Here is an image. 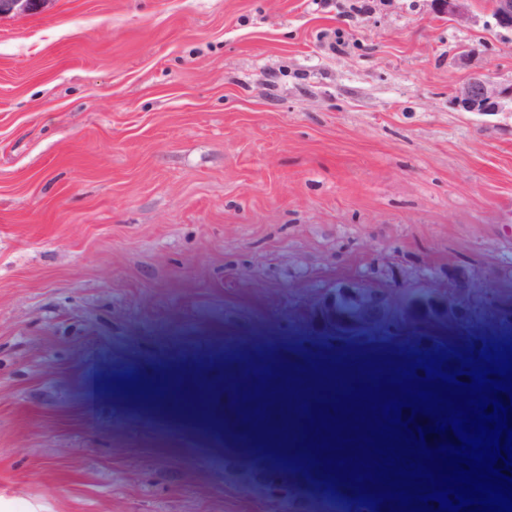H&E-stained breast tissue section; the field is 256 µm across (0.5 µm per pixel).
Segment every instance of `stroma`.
Instances as JSON below:
<instances>
[{
  "label": "stroma",
  "instance_id": "1",
  "mask_svg": "<svg viewBox=\"0 0 512 512\" xmlns=\"http://www.w3.org/2000/svg\"><path fill=\"white\" fill-rule=\"evenodd\" d=\"M52 0L0 18V495L14 512H336L249 443L217 384L395 348L488 350L468 321L326 328L335 288L512 285V81L488 0ZM132 367L136 381L112 372ZM191 376L222 440L143 394ZM453 100L465 112H499L507 103L512 109V84L504 85L484 72L473 71L455 89Z\"/></svg>",
  "mask_w": 512,
  "mask_h": 512
}]
</instances>
